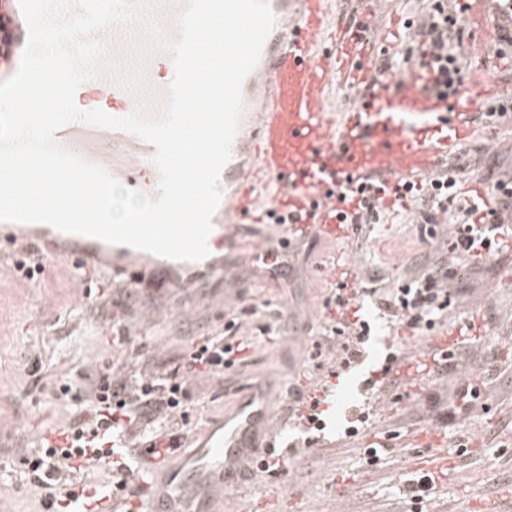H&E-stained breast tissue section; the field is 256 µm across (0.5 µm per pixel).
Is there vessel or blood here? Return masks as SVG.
<instances>
[{
	"label": "vessel or blood",
	"mask_w": 512,
	"mask_h": 512,
	"mask_svg": "<svg viewBox=\"0 0 512 512\" xmlns=\"http://www.w3.org/2000/svg\"><path fill=\"white\" fill-rule=\"evenodd\" d=\"M277 24L260 61L243 85L245 111L233 143V157L221 174L224 220L263 223L283 217L284 240L313 234L334 244L346 241L363 221L357 204L341 201V189L363 190L371 204L390 209L402 179L447 163L455 148L474 132V109L484 97L512 88L480 76L452 96L423 92L417 81L394 86L377 70L371 43L377 27L373 0H269ZM186 0H156L149 13L178 34ZM141 27L112 29L104 43L111 56L126 55L143 39ZM145 82L163 92L173 78L169 54L147 55ZM359 91V103L330 112L332 86ZM113 115L131 113L137 96L112 88ZM64 148L103 166L128 188L149 197L159 194V174L151 162L155 148L123 131L74 122L59 129ZM41 254L72 255L87 263L105 250L104 242L80 236L60 245V234L42 226ZM336 398L325 385L309 388L296 423L309 427L321 403ZM284 421L271 387L256 381L242 389L234 409L213 423L194 448L172 447L155 456L139 450V480L149 490L136 499L138 512H221L223 495L255 475L272 457Z\"/></svg>",
	"instance_id": "obj_1"
}]
</instances>
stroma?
I'll list each match as a JSON object with an SVG mask.
<instances>
[{
  "mask_svg": "<svg viewBox=\"0 0 512 512\" xmlns=\"http://www.w3.org/2000/svg\"><path fill=\"white\" fill-rule=\"evenodd\" d=\"M452 8L464 29L457 50L466 68L491 65L512 85V56L497 54L503 20L492 0H454ZM475 121L482 134L458 147L446 170L458 188L488 191L512 180V112L495 120L479 113ZM420 220L414 206L388 210L343 244L342 257L361 286L394 288L431 265L454 263L448 226L436 224L428 233ZM265 247L286 260L283 276L258 261L256 252ZM213 256L218 270L196 278L191 268L176 266V282L133 309L109 268L84 271L66 257L49 258L51 276L31 286L15 268L20 252L0 239V512H48L24 460L72 417L87 367L116 379L144 375L173 368L197 337L227 327L253 336L245 373L189 382L185 433L191 439L233 409L238 387L250 379L266 376L285 389L326 371L331 354L316 351L312 330L331 287L330 248L313 238L288 245L274 225L247 224ZM448 289L447 325L476 322L480 337L462 346L454 368L431 380L417 406L409 405L404 383H393L390 404L372 427L345 437L347 412L366 400L357 379L347 378L324 444L308 448L299 430L283 431L287 472L262 476L248 497L227 491L223 512H336L341 502L348 512H401L405 480L437 469L441 451L447 468L431 507L469 512L480 494L499 512H512V249L477 262ZM274 324L281 332L271 343L263 330ZM64 384L72 387L66 396L59 393ZM470 384L480 397L464 410L460 393ZM374 442L386 444L388 453L369 467L361 450Z\"/></svg>",
  "mask_w": 512,
  "mask_h": 512,
  "instance_id": "stroma-1",
  "label": "stroma"
}]
</instances>
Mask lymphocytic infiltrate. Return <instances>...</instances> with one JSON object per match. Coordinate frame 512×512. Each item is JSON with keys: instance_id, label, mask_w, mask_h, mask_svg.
Here are the masks:
<instances>
[{"instance_id": "1", "label": "lymphocytic infiltrate", "mask_w": 512, "mask_h": 512, "mask_svg": "<svg viewBox=\"0 0 512 512\" xmlns=\"http://www.w3.org/2000/svg\"><path fill=\"white\" fill-rule=\"evenodd\" d=\"M462 38L458 19L448 8L446 0H435L424 16L416 40L410 41L406 53L394 60L383 61V69L418 68L426 82L425 89H434L431 75H439L449 92H456L465 79L464 69L456 53L455 43ZM403 199L417 201L425 208V223H435L437 215H447L453 228L451 250L459 260L480 258L482 250L493 247L491 233L500 218L502 207L512 203V186L497 182L499 207L485 210L480 223L470 220L471 210L456 206V179L442 175L415 183L402 184ZM458 267L432 266L420 277L402 282L395 288H374L370 294L402 328L433 330L448 308L449 279L457 277ZM328 315L320 343L335 346L336 358L351 363L359 353L362 342L358 329L365 321L356 301L335 294L325 303ZM254 342L245 336H203L192 342L179 365L165 374L135 380L112 381L97 370L83 376L84 408L75 413L63 435L72 441L71 448L57 450L42 446L28 459V470L34 482L44 492L56 512H72L77 499L71 494L80 484L85 469L87 451L83 442L87 431L98 432L99 444H112L119 435L146 437L149 443L165 441L178 432L185 416L189 398L186 384L196 378H220L225 371L247 366L248 349Z\"/></svg>"}]
</instances>
